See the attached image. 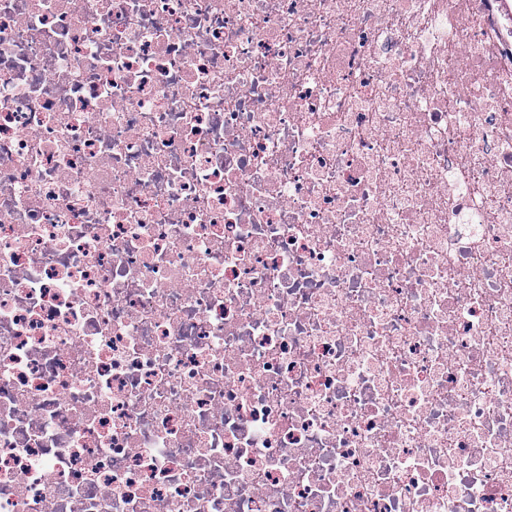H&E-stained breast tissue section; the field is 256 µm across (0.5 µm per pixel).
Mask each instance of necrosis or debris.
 <instances>
[{
	"label": "necrosis or debris",
	"instance_id": "1",
	"mask_svg": "<svg viewBox=\"0 0 512 512\" xmlns=\"http://www.w3.org/2000/svg\"><path fill=\"white\" fill-rule=\"evenodd\" d=\"M512 0H0V512H512Z\"/></svg>",
	"mask_w": 512,
	"mask_h": 512
}]
</instances>
